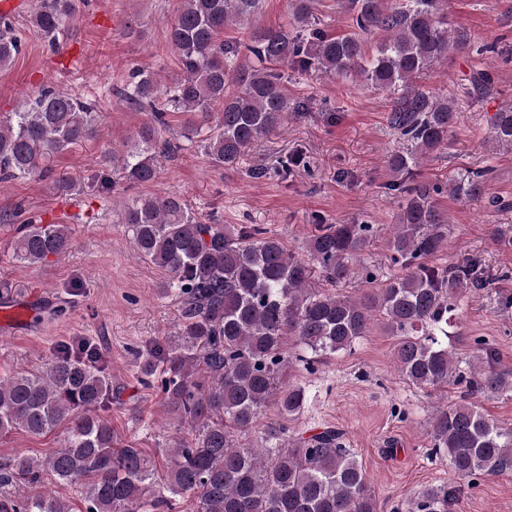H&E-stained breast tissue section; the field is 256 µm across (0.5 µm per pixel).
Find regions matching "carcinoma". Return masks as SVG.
<instances>
[{"mask_svg": "<svg viewBox=\"0 0 512 512\" xmlns=\"http://www.w3.org/2000/svg\"><path fill=\"white\" fill-rule=\"evenodd\" d=\"M83 2L37 0L28 22L55 49ZM263 2L179 0L167 38L181 75L164 86L158 73L136 66L110 89L151 120L108 163L129 183L153 181L175 149L163 137L166 115L185 112L193 121L183 137L213 164L233 165L302 112L277 66L354 77L389 94L387 123L401 141L386 165L402 194L388 239L390 260L402 274L382 279L367 269V292L333 290L353 274L372 237L370 224H319L302 258L255 224H204L178 196L128 199L122 220L134 229L133 251L165 272L160 293L180 305L175 331L142 354L140 373L190 426L191 437L175 442L165 482L158 483L154 458L114 435L112 380L96 351L65 346L41 371L0 378V437L64 433L62 446L42 459L0 460V512H71L63 498L17 493L47 473L60 486L85 488L84 512H176L184 497L194 512H379L378 492L336 430L285 439L286 426L271 420L260 442L239 441L271 407L283 419L304 410L306 389L284 384L290 349H300L299 360L309 365L352 350L377 321L395 337V364L410 384L432 393L465 385L461 401L434 406L433 453L472 484L512 471V427L485 417L477 403L512 398V371L493 365L484 339L473 340L471 353L460 358L437 338L448 336L464 294L488 284L476 260L434 261L452 230L437 197L493 205L491 170L465 169L445 184L414 173L445 144L459 112L456 98L434 95L417 79L468 49L470 34L452 27L447 0H348L351 31L341 35L314 26L316 0H289V25L254 27L244 45L224 38L232 27L252 24ZM371 34L379 43L368 56L364 37ZM21 49L11 17L1 14L0 69ZM493 84L490 71L479 68L460 82L476 97L490 94ZM98 118L97 105L53 87L0 113V182L51 173L56 154L97 133ZM490 129L493 145L512 149L511 100L497 107ZM111 186L106 167L83 182L58 181L70 193ZM72 244L70 225L31 221L11 240L15 259L26 265L60 258ZM450 496L445 488H426L413 496L409 512H448Z\"/></svg>", "mask_w": 512, "mask_h": 512, "instance_id": "cac0c4a2", "label": "carcinoma"}]
</instances>
